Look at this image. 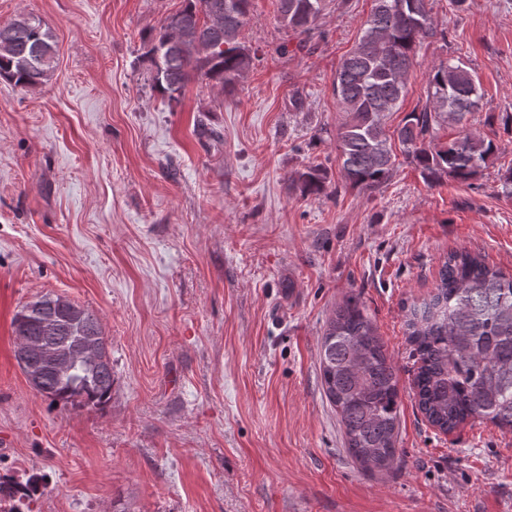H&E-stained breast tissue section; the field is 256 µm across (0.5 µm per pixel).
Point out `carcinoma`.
<instances>
[{"label":"carcinoma","instance_id":"cac0c4a2","mask_svg":"<svg viewBox=\"0 0 512 512\" xmlns=\"http://www.w3.org/2000/svg\"><path fill=\"white\" fill-rule=\"evenodd\" d=\"M326 0H279L284 26L308 36ZM251 0H184L167 16L147 52L153 86L169 97L195 71L232 91L250 68V50L238 41ZM434 34L427 0H377L355 47L336 73L333 91L346 118L338 128V161L345 185L373 189L392 175L393 153L384 120L398 108L414 50ZM54 36L40 19L20 16L0 24V78L15 86L43 84L53 68ZM482 98L479 83L463 63L439 64L429 75V104L405 117L398 139L423 178L474 179L495 147L466 134L447 145L434 143L436 128L459 124ZM303 194L324 188L315 166L298 174ZM51 310L70 312L45 294L11 319L14 343L37 336ZM406 327L419 366L412 379L427 420L448 433L468 419H489L512 430V277L466 250L448 254L429 298L412 303ZM94 337L108 350L99 319L87 308L73 323L62 321L54 341L66 349ZM322 385L336 408L351 455L366 472L391 469L399 435L397 369L387 357L371 318L356 296L338 305L321 337ZM112 366L71 361L63 370L43 369L33 389L52 403L103 409L112 398ZM32 498L29 486L0 479V502Z\"/></svg>","mask_w":512,"mask_h":512}]
</instances>
